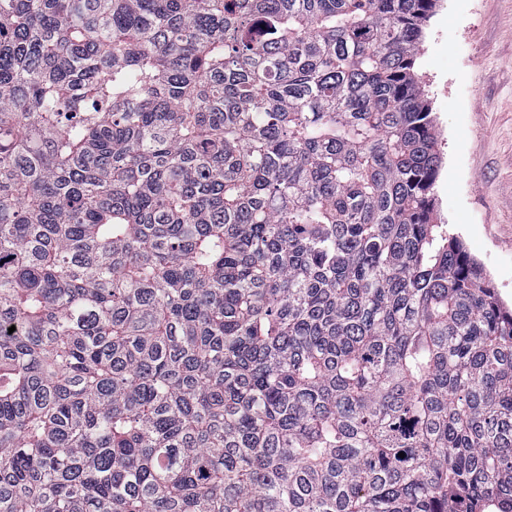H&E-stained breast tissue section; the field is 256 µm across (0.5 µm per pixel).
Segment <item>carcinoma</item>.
Wrapping results in <instances>:
<instances>
[{"mask_svg": "<svg viewBox=\"0 0 512 512\" xmlns=\"http://www.w3.org/2000/svg\"><path fill=\"white\" fill-rule=\"evenodd\" d=\"M435 3L0 0V512H512Z\"/></svg>", "mask_w": 512, "mask_h": 512, "instance_id": "carcinoma-1", "label": "carcinoma"}]
</instances>
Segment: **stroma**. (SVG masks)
<instances>
[{
    "instance_id": "35a3bbf8",
    "label": "stroma",
    "mask_w": 512,
    "mask_h": 512,
    "mask_svg": "<svg viewBox=\"0 0 512 512\" xmlns=\"http://www.w3.org/2000/svg\"><path fill=\"white\" fill-rule=\"evenodd\" d=\"M415 71L442 156L438 221L512 309V0H437Z\"/></svg>"
}]
</instances>
